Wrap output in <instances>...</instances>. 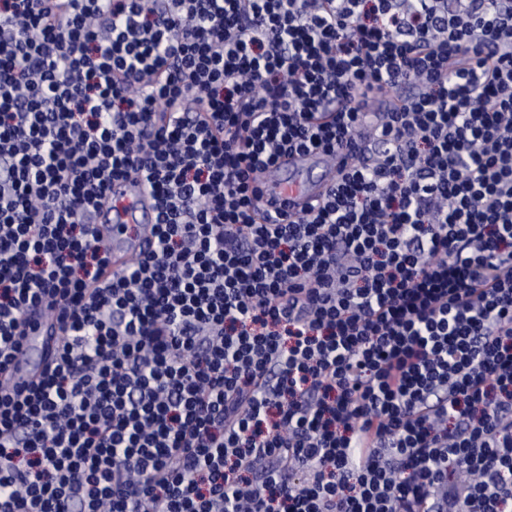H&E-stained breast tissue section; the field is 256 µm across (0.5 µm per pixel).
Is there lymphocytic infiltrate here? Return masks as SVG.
Returning a JSON list of instances; mask_svg holds the SVG:
<instances>
[{
    "instance_id": "f902f5d3",
    "label": "lymphocytic infiltrate",
    "mask_w": 512,
    "mask_h": 512,
    "mask_svg": "<svg viewBox=\"0 0 512 512\" xmlns=\"http://www.w3.org/2000/svg\"><path fill=\"white\" fill-rule=\"evenodd\" d=\"M37 311L0 512H512V0H0V372ZM317 171L314 177L310 173ZM333 172L314 154H294L282 158L261 178L264 201L288 200V211L299 210L317 200L332 184ZM273 199V200H274ZM112 193L124 198L129 206L113 216L109 210L101 211L95 224H112V272L121 268L127 257L139 251L151 238V224L155 223L156 210L151 197L141 184L130 181L113 183ZM57 335L60 329L56 321H48L42 314L32 318L22 347L2 380L21 385L37 376L51 358Z\"/></svg>"
}]
</instances>
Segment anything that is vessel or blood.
I'll list each match as a JSON object with an SVG mask.
<instances>
[{"label": "vessel or blood", "mask_w": 512, "mask_h": 512, "mask_svg": "<svg viewBox=\"0 0 512 512\" xmlns=\"http://www.w3.org/2000/svg\"><path fill=\"white\" fill-rule=\"evenodd\" d=\"M332 182V171L314 154L282 158L261 178L264 197L287 201L292 211L317 200ZM112 191L123 197L125 210L101 211L96 221L112 227V266L118 269L131 253L139 251L150 239L156 210L153 200L139 183L117 181ZM59 333L58 323L40 315L32 318L22 347L5 374L6 379L21 385L37 376L50 360Z\"/></svg>", "instance_id": "1"}]
</instances>
